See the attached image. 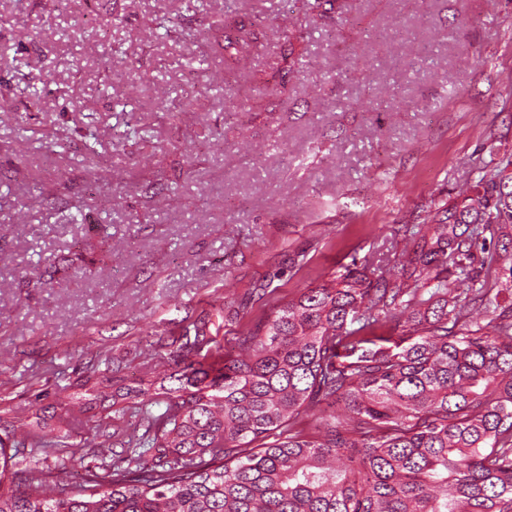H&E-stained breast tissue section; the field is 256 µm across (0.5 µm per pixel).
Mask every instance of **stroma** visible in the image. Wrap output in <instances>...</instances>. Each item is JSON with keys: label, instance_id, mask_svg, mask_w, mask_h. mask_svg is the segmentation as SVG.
<instances>
[{"label": "stroma", "instance_id": "obj_1", "mask_svg": "<svg viewBox=\"0 0 512 512\" xmlns=\"http://www.w3.org/2000/svg\"><path fill=\"white\" fill-rule=\"evenodd\" d=\"M342 2L313 22L302 0H95L96 34L63 40L85 0H0V424L17 438L39 415L81 446L125 432L84 421L68 388L98 349L134 386L181 369L195 325L229 348L345 266L398 275L405 225L477 198L512 156V0ZM165 12L182 32L160 39ZM254 16L258 43L200 44L188 70L184 33ZM118 74L128 116L104 90ZM129 126L146 138L118 140ZM89 133L94 154L74 150Z\"/></svg>", "mask_w": 512, "mask_h": 512}]
</instances>
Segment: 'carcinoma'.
<instances>
[{
  "label": "carcinoma",
  "mask_w": 512,
  "mask_h": 512,
  "mask_svg": "<svg viewBox=\"0 0 512 512\" xmlns=\"http://www.w3.org/2000/svg\"><path fill=\"white\" fill-rule=\"evenodd\" d=\"M212 36H184L188 66ZM479 186L477 203L439 208L407 238L400 277L347 267L274 305L233 350L185 361L175 386L77 380L83 413H129L142 429L93 445L100 464L77 486L39 469L79 452L69 433L50 437L37 417L24 463L1 427L0 512H512V303L481 278L488 264L512 289V158L484 166ZM486 232L506 244L481 260ZM388 323L401 334L369 335ZM328 408L317 435L296 428ZM118 447L124 469L107 463Z\"/></svg>",
  "instance_id": "carcinoma-1"
}]
</instances>
